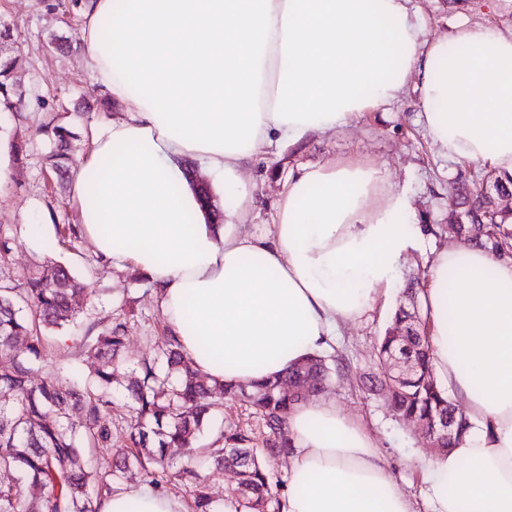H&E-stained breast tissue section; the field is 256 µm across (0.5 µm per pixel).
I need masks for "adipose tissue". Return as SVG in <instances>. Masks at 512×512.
Here are the masks:
<instances>
[{"mask_svg":"<svg viewBox=\"0 0 512 512\" xmlns=\"http://www.w3.org/2000/svg\"><path fill=\"white\" fill-rule=\"evenodd\" d=\"M409 0H85L83 54L121 118L102 117L69 205L98 254L136 266L210 382L252 385L323 349L370 310L420 235L407 196L361 162L303 169L270 230L239 170L271 146L350 126L415 83L432 142L512 174V33L485 25L421 41ZM212 180L200 202L187 161ZM238 189L214 223L215 195ZM384 192V204L368 206ZM435 374L471 425L426 469L431 512H512V258L463 241L423 292ZM280 512H415L360 420L325 397L288 421ZM101 512H182L131 488Z\"/></svg>","mask_w":512,"mask_h":512,"instance_id":"adipose-tissue-1","label":"adipose tissue"}]
</instances>
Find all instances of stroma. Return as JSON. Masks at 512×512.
Here are the masks:
<instances>
[{
	"label": "stroma",
	"instance_id": "35a3bbf8",
	"mask_svg": "<svg viewBox=\"0 0 512 512\" xmlns=\"http://www.w3.org/2000/svg\"><path fill=\"white\" fill-rule=\"evenodd\" d=\"M81 0H0V30L8 31L6 53L15 59L14 79L24 94L20 112H0V152L10 171L0 180V243L9 252L0 262V282L23 286L41 266H67L86 286L90 302L74 325L47 334L48 344L38 362L65 382L89 377L94 356L75 340L99 332L103 322H123L127 330L126 359L121 372L152 357L165 324L155 288L134 266L112 267L94 252L85 235L71 236L73 212L68 189L59 188L48 165L55 149L46 127L72 126L77 156L87 152V140L99 114V100L83 57ZM411 7L425 41L451 36L458 25L486 24L512 33V0H412ZM336 158L364 161L386 175L388 184L410 198L411 219L430 225L416 248L409 250L393 275L392 286L373 309L347 322L335 344L324 348L325 358L345 364L325 392L338 410L363 420L390 468L401 480L417 512H430L424 461L434 451L425 448L414 422L396 417L380 395L362 389L360 378L383 372L377 347L398 309L424 311L423 300L409 301L403 293L408 279L427 280L430 260L442 248L456 244L448 228L452 188L461 174L480 178L489 165L447 158L426 135L419 94L406 85L392 103L362 113L344 131L316 133L298 147L265 154L246 166L244 178L258 200L250 228L267 229L288 182L301 166ZM240 425L254 437L264 432L263 421L241 400L225 401L210 428Z\"/></svg>",
	"mask_w": 512,
	"mask_h": 512
}]
</instances>
